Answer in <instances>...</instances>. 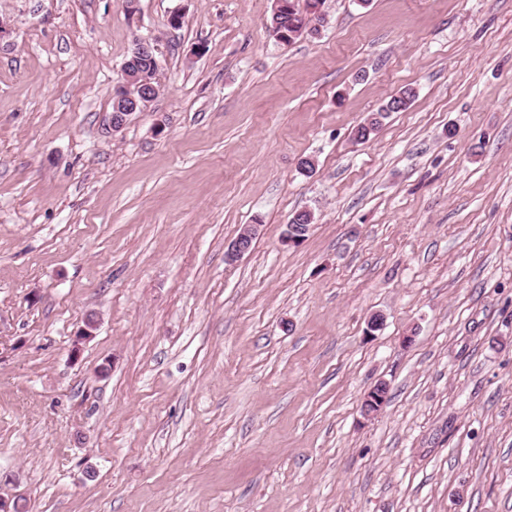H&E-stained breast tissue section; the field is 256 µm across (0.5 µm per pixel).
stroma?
Masks as SVG:
<instances>
[{
    "mask_svg": "<svg viewBox=\"0 0 512 512\" xmlns=\"http://www.w3.org/2000/svg\"><path fill=\"white\" fill-rule=\"evenodd\" d=\"M272 5L0 0V494L25 512H512V0H325L288 46ZM139 37L159 92L116 131ZM414 91L410 88L401 90L398 95L391 97L387 104L378 112L372 113L363 123L359 124L353 132V139L356 142L364 143L368 141L374 132L382 124V120L387 118L390 112H400L405 110L414 97ZM388 397V385L379 383L371 388L361 403V413L364 417H371L381 410Z\"/></svg>",
    "mask_w": 512,
    "mask_h": 512,
    "instance_id": "1",
    "label": "stroma"
}]
</instances>
